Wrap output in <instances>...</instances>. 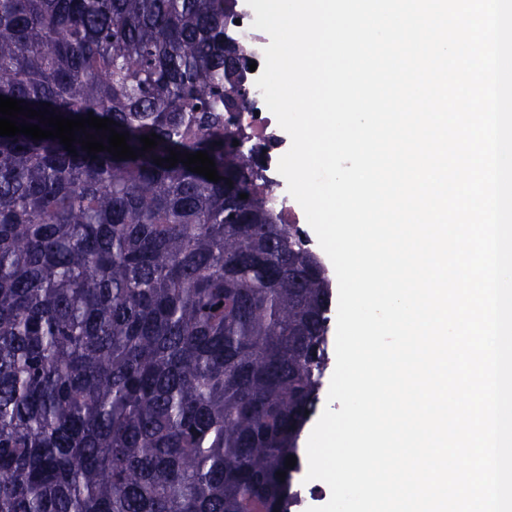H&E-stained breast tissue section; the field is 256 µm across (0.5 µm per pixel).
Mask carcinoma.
<instances>
[{"label":"carcinoma","instance_id":"1","mask_svg":"<svg viewBox=\"0 0 512 512\" xmlns=\"http://www.w3.org/2000/svg\"><path fill=\"white\" fill-rule=\"evenodd\" d=\"M229 2L0 0V95L137 155L0 136V512L299 504L330 282L224 121L248 101Z\"/></svg>","mask_w":512,"mask_h":512}]
</instances>
